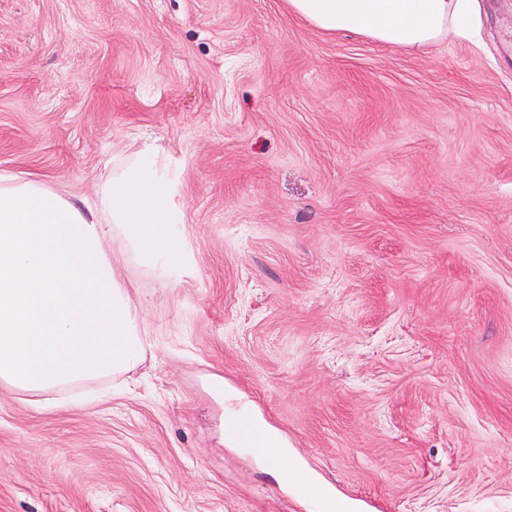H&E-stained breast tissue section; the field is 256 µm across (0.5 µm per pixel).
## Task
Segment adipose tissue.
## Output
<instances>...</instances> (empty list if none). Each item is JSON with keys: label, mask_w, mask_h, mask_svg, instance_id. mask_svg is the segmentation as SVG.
Listing matches in <instances>:
<instances>
[{"label": "adipose tissue", "mask_w": 512, "mask_h": 512, "mask_svg": "<svg viewBox=\"0 0 512 512\" xmlns=\"http://www.w3.org/2000/svg\"><path fill=\"white\" fill-rule=\"evenodd\" d=\"M326 33L406 50L469 35L477 0H287ZM107 224L88 221L45 184L0 178V385L38 403L108 379L145 358L138 316L112 270L105 239L120 237L143 264L174 261L167 187L135 159L103 187Z\"/></svg>", "instance_id": "adipose-tissue-1"}]
</instances>
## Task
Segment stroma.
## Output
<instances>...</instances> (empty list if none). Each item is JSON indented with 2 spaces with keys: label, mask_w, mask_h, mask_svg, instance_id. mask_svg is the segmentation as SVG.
I'll list each match as a JSON object with an SVG mask.
<instances>
[{
  "label": "stroma",
  "mask_w": 512,
  "mask_h": 512,
  "mask_svg": "<svg viewBox=\"0 0 512 512\" xmlns=\"http://www.w3.org/2000/svg\"><path fill=\"white\" fill-rule=\"evenodd\" d=\"M480 7L410 53L286 0H0V177L96 213L148 157L181 248L110 240L146 355L105 400L0 387V512H512V0ZM259 448H263L275 465L278 476L282 479L289 471L288 456L281 449L286 447L278 434L271 429H264L259 439L254 440Z\"/></svg>",
  "instance_id": "obj_1"
}]
</instances>
